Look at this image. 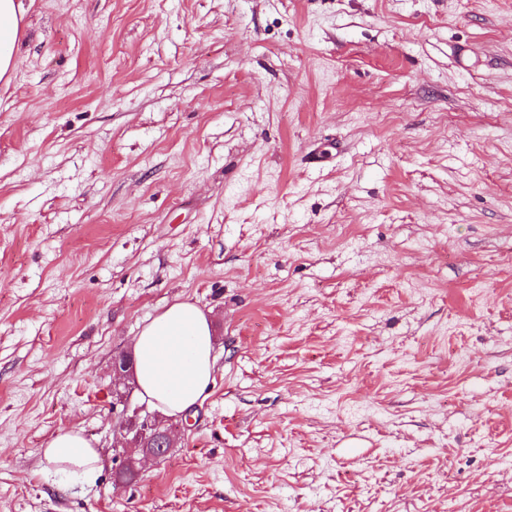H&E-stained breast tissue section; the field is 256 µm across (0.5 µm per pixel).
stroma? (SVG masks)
<instances>
[{"label": "stroma", "instance_id": "1", "mask_svg": "<svg viewBox=\"0 0 512 512\" xmlns=\"http://www.w3.org/2000/svg\"><path fill=\"white\" fill-rule=\"evenodd\" d=\"M24 6L0 512H512V0ZM180 301L213 381L116 485L113 361ZM42 455L57 472L87 481L92 480L101 468L98 448H94L77 430L56 434L47 448H43Z\"/></svg>", "mask_w": 512, "mask_h": 512}]
</instances>
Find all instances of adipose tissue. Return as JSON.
<instances>
[{
    "label": "adipose tissue",
    "mask_w": 512,
    "mask_h": 512,
    "mask_svg": "<svg viewBox=\"0 0 512 512\" xmlns=\"http://www.w3.org/2000/svg\"><path fill=\"white\" fill-rule=\"evenodd\" d=\"M24 15L21 0H0V78L14 68ZM136 378L143 394L171 414L203 401L216 358L210 323L192 302H177L154 317L134 343ZM42 455L57 472L92 480L100 453L80 431L56 434Z\"/></svg>",
    "instance_id": "adipose-tissue-1"
}]
</instances>
